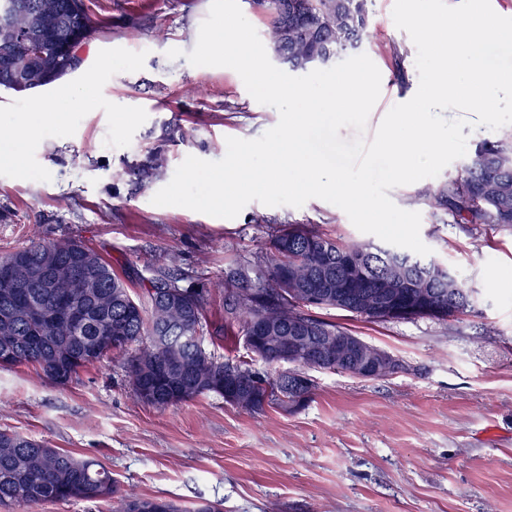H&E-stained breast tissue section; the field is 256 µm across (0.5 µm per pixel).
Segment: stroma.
I'll use <instances>...</instances> for the list:
<instances>
[{"instance_id":"35a3bbf8","label":"stroma","mask_w":512,"mask_h":512,"mask_svg":"<svg viewBox=\"0 0 512 512\" xmlns=\"http://www.w3.org/2000/svg\"><path fill=\"white\" fill-rule=\"evenodd\" d=\"M97 23L83 63L40 93H0V116L18 121L51 106L25 147L23 168L0 165V254L78 240L111 262L134 296L162 274L205 292L206 350L245 356L241 322L226 311L231 273L265 277L273 231L307 224L344 242H367L339 207L253 201L233 219L156 206L157 191L187 156L221 160L230 137L255 139L278 111L256 102L227 67H197L211 0H84ZM394 0H372L361 45L382 82L410 100L416 47L392 19ZM177 48L181 57L169 58ZM164 177L133 168L155 148ZM431 260L475 296L453 320L373 323L339 310L341 325L399 363L361 380L311 370L303 407L252 412L209 394L168 407L141 402L113 352L62 386L38 367L0 368V431L99 460L120 493L107 500L17 503L5 512H122L124 494L219 512H512V227L478 229L419 206Z\"/></svg>"}]
</instances>
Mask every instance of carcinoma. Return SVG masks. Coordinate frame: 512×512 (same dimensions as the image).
Masks as SVG:
<instances>
[{"label": "carcinoma", "instance_id": "carcinoma-1", "mask_svg": "<svg viewBox=\"0 0 512 512\" xmlns=\"http://www.w3.org/2000/svg\"><path fill=\"white\" fill-rule=\"evenodd\" d=\"M57 15L49 22L51 39L68 42L74 29L93 31L87 11L78 13L72 0H56ZM48 0H0V55L10 50V39L3 36V24L19 11L35 14ZM254 9L267 17L266 37L281 62L292 70H309L330 62V56L347 55L370 36V0H250ZM292 36L283 41V25ZM68 72L52 70L51 82L28 85L16 71H4L13 82L9 91L19 94L45 89ZM138 176L153 180L165 172V157L159 150L150 152L137 167ZM411 205H426L432 215L450 214L457 224H499L512 227V128L501 130L494 142L478 146L458 175L440 184L427 186L408 200ZM53 253L63 263L79 264L86 274L97 279L93 295L76 297L88 320L78 326L36 329L23 319L11 323L0 320V350L12 351L11 365L36 364L48 376L73 358L82 356L91 339L108 329L124 340L114 349L128 351L127 372L137 398L153 390L149 404L176 405L200 395L224 396V374L233 370L256 378L257 386L234 405L249 411H262L271 405L282 406L293 396L292 384L306 377L305 405L314 389L306 376L308 365L302 355L272 346L257 348L252 336L268 324L277 323L285 332L301 326L310 336H334L345 328L309 312V308L342 310L372 322L431 319L448 321L466 312L454 298L442 296L422 303L417 283L412 290L411 311L388 315L363 310L357 304L336 302V278L346 288H379L387 261L391 258L410 263L409 272L419 277L437 264L409 249L372 242L345 243L302 224H287L271 241L268 276L254 285L239 289L237 302L242 317L246 347L270 368L261 374L245 360L232 361L208 353L200 332L205 321L207 296L183 290L176 278L167 276L151 282L146 289L148 306L130 293L127 284L112 270V264L89 246L77 242L40 243L0 255V263L18 258L27 264L41 261ZM287 366L282 371L280 367ZM117 490L115 479L98 461L78 459L15 433L0 432V506L21 502H40L78 498L106 499Z\"/></svg>", "mask_w": 512, "mask_h": 512}]
</instances>
